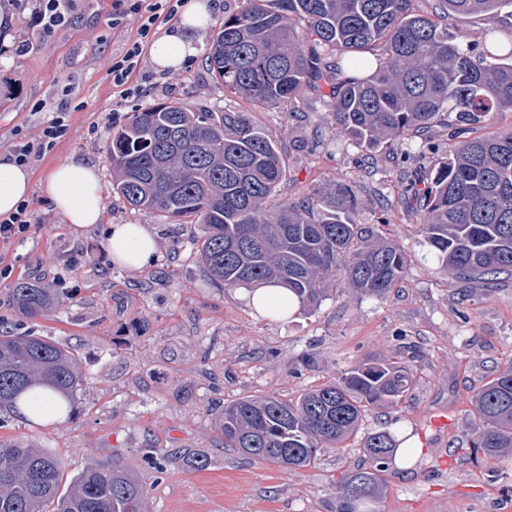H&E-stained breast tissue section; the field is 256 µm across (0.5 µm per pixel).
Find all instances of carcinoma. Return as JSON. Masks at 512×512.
I'll list each match as a JSON object with an SVG mask.
<instances>
[{
	"instance_id": "1",
	"label": "carcinoma",
	"mask_w": 512,
	"mask_h": 512,
	"mask_svg": "<svg viewBox=\"0 0 512 512\" xmlns=\"http://www.w3.org/2000/svg\"><path fill=\"white\" fill-rule=\"evenodd\" d=\"M224 12L205 66L224 90L255 107L299 111L301 90L329 87L333 137L299 139L333 150L350 142L363 166L388 149L416 150L429 165L402 169L401 203L420 214V232L438 262L459 279L489 285L512 278V130L483 133L494 113L512 111V37L479 40L448 32L457 15H496L512 0H238ZM451 127L449 146L436 131ZM112 191L133 209L203 226L198 255L226 288L278 284L304 309L316 307L340 274L349 287L384 299L407 273L397 241L363 230L353 186L334 183L297 202L271 204L286 178L279 142L248 111L212 112L179 102L133 112L108 144ZM10 298L26 318L60 305L36 280L15 283ZM411 368L368 359L294 402L245 398L224 407L220 430L230 448L294 468L316 464L322 448L361 430L371 406L395 407L414 385ZM82 380L76 357L35 332H0V408L56 396L71 415ZM470 446L486 460L512 452V363L475 394ZM409 436L369 432V471L347 476L336 512H359L378 473ZM61 462L21 441L0 440V512H147L148 491L114 463H87L65 492Z\"/></svg>"
}]
</instances>
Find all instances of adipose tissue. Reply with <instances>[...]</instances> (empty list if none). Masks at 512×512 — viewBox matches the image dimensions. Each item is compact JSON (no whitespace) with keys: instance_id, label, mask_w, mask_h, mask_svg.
<instances>
[{"instance_id":"ef3b65f1","label":"adipose tissue","mask_w":512,"mask_h":512,"mask_svg":"<svg viewBox=\"0 0 512 512\" xmlns=\"http://www.w3.org/2000/svg\"><path fill=\"white\" fill-rule=\"evenodd\" d=\"M214 0H184L176 22L157 37L149 48L151 64L157 69L182 68L197 55L198 47L189 34L206 29L213 20ZM33 191L26 167L0 156V216L15 210ZM74 229L98 224L104 209L96 166L85 160L58 163L40 187ZM106 246L114 262L128 269L147 264L157 251L153 234L142 224H113L107 230Z\"/></svg>"}]
</instances>
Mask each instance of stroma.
Here are the masks:
<instances>
[{
  "instance_id": "stroma-1",
  "label": "stroma",
  "mask_w": 512,
  "mask_h": 512,
  "mask_svg": "<svg viewBox=\"0 0 512 512\" xmlns=\"http://www.w3.org/2000/svg\"><path fill=\"white\" fill-rule=\"evenodd\" d=\"M110 12L111 0H74L68 23L44 37L29 11L0 0V36L28 42L25 52L0 57V154L9 151L16 127L34 139L43 121L63 112L68 134L30 164L33 184L63 160H91L104 223L146 225L158 244L151 263L119 267L100 227L72 231L33 191L32 233L24 244H0V262L13 265L17 281L71 285L56 312L29 326L76 355L83 383L72 416L50 425L13 416L0 438L46 449L68 478L93 458L121 464L146 486L149 512H335L345 477L371 466L364 433L386 428L411 434L418 453L411 468L388 465L380 497L363 512H512V458L483 461L468 438L474 394L512 362V279L485 288L437 265L418 217L398 200L392 152H381L366 174L355 164L354 146L333 155L299 148L297 132L333 133L328 99L308 89L296 116L254 111L286 161L277 201L336 182L355 185L358 224L394 236L408 272L383 301L340 281L316 311L259 315L239 289L205 276L194 247L200 225L142 214L112 191L108 144L131 112L171 101L214 112L249 109L205 67L216 32L201 35L197 57L181 70L162 72L142 61L132 80L143 95L126 98L108 69L138 23L130 17L113 25ZM370 358L410 362L415 385L395 410L368 408L362 435L322 449L315 466L294 470L225 447L219 425L228 403L265 395L293 401ZM439 415L448 416L447 430L433 429ZM185 452L204 455L208 467L191 469L181 459ZM151 456L164 458L163 471L148 464Z\"/></svg>"
}]
</instances>
